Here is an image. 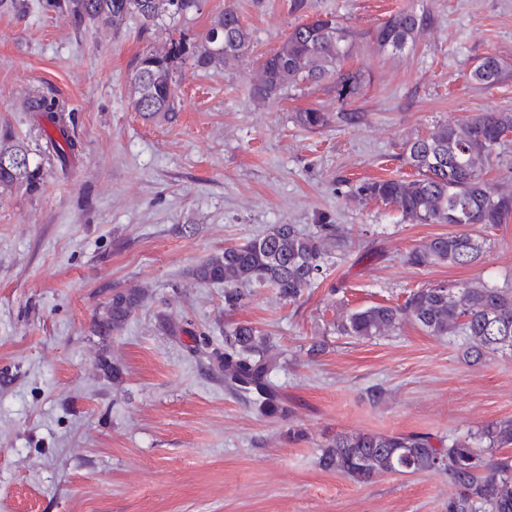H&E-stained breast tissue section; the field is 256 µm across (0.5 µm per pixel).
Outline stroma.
I'll return each mask as SVG.
<instances>
[{
	"instance_id": "obj_1",
	"label": "stroma",
	"mask_w": 512,
	"mask_h": 512,
	"mask_svg": "<svg viewBox=\"0 0 512 512\" xmlns=\"http://www.w3.org/2000/svg\"><path fill=\"white\" fill-rule=\"evenodd\" d=\"M294 3L203 0L176 25L129 21L117 32L76 27L44 0L0 9V129L24 141L44 177L40 191L0 194V512H448L447 476L357 483L320 467L322 446L341 432L452 439L512 418V353L470 365L461 337L411 320L371 340L333 335L323 353H307L343 311L475 278L512 283V218L470 226L482 246L473 265L413 266L409 252L453 225L411 224L356 194L364 180L411 175L404 147L434 127L512 112V0ZM228 4L252 36L251 56L223 71L183 66L176 112H135L137 58L161 51L173 28L204 37ZM402 7L429 26L402 52L380 50L371 31ZM320 15L360 32L344 66L364 71L361 94L341 101L321 81L254 101L258 58ZM489 54L505 74L486 88L472 72ZM37 91L72 112L79 152L68 170L45 150V118L23 107ZM311 107L328 127L295 123ZM323 217L348 248L296 303L255 288L228 311L222 286L192 276L271 225L306 232ZM133 286L147 291L142 307L119 332L93 335L113 289ZM164 315L187 334L167 336ZM230 322L286 348L277 381L288 420L228 394L191 353V331L216 337ZM103 358L121 379L102 373Z\"/></svg>"
}]
</instances>
